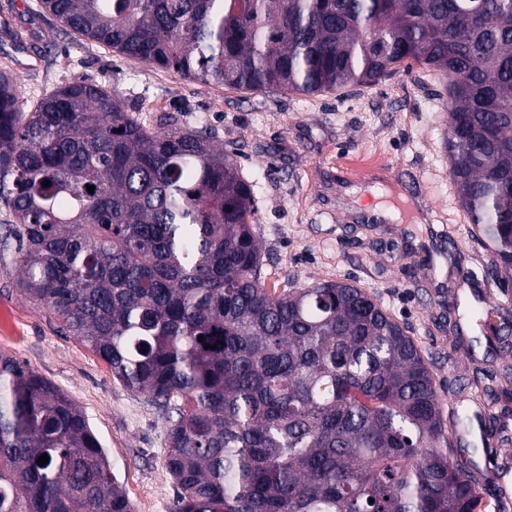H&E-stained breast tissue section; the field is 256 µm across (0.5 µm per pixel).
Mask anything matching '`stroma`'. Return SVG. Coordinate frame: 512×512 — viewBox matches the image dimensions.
Listing matches in <instances>:
<instances>
[{
    "mask_svg": "<svg viewBox=\"0 0 512 512\" xmlns=\"http://www.w3.org/2000/svg\"><path fill=\"white\" fill-rule=\"evenodd\" d=\"M25 107L66 83L105 88L144 124L206 128L254 184L265 286L341 281L406 327L428 365L451 459L485 512H512V287L493 272L449 175L446 83L403 64L373 86L308 96L190 81L90 41L41 0H0V72ZM403 211L378 219L380 190ZM0 353L66 393L89 420L135 512H173L171 424L0 261Z\"/></svg>",
    "mask_w": 512,
    "mask_h": 512,
    "instance_id": "stroma-1",
    "label": "stroma"
}]
</instances>
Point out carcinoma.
Listing matches in <instances>:
<instances>
[{
	"label": "carcinoma",
	"instance_id": "1",
	"mask_svg": "<svg viewBox=\"0 0 512 512\" xmlns=\"http://www.w3.org/2000/svg\"><path fill=\"white\" fill-rule=\"evenodd\" d=\"M42 7L122 55L236 90L330 94L409 58L441 72L450 176L512 283V0ZM0 204L22 296L168 414L174 512H476L412 337L349 283L269 291L254 187L207 132L156 130L85 81L25 113L0 72ZM0 512H134L85 415L4 354Z\"/></svg>",
	"mask_w": 512,
	"mask_h": 512
}]
</instances>
